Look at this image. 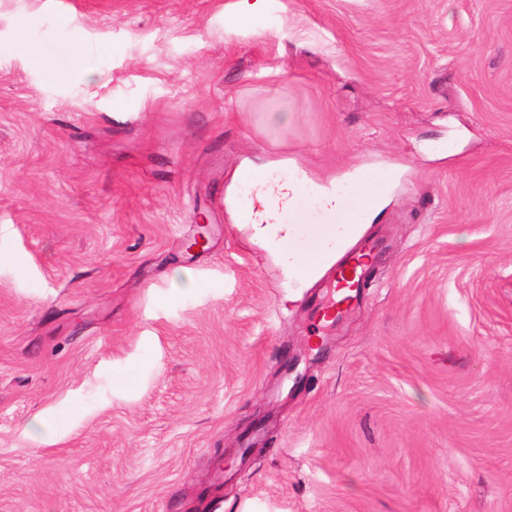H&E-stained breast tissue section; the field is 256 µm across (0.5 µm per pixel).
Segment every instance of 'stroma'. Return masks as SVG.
Instances as JSON below:
<instances>
[{
	"label": "stroma",
	"instance_id": "stroma-1",
	"mask_svg": "<svg viewBox=\"0 0 512 512\" xmlns=\"http://www.w3.org/2000/svg\"><path fill=\"white\" fill-rule=\"evenodd\" d=\"M236 3L0 0V512H512V0ZM248 158L392 172L339 321Z\"/></svg>",
	"mask_w": 512,
	"mask_h": 512
}]
</instances>
